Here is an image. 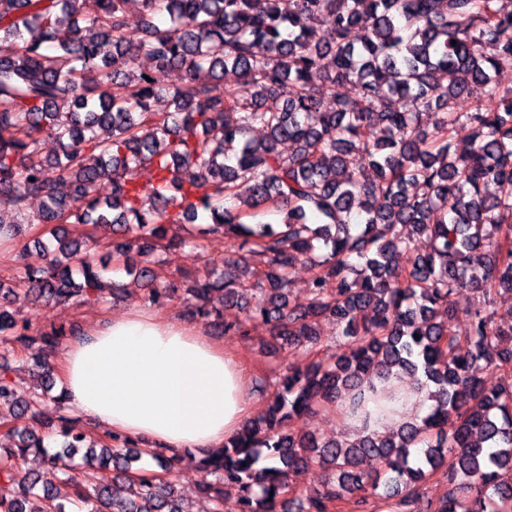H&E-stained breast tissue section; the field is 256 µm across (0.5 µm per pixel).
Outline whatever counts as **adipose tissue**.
Returning <instances> with one entry per match:
<instances>
[{
    "label": "adipose tissue",
    "instance_id": "1",
    "mask_svg": "<svg viewBox=\"0 0 512 512\" xmlns=\"http://www.w3.org/2000/svg\"><path fill=\"white\" fill-rule=\"evenodd\" d=\"M67 404L96 430L200 459L256 412L245 369L195 322L131 308L87 325L54 366Z\"/></svg>",
    "mask_w": 512,
    "mask_h": 512
}]
</instances>
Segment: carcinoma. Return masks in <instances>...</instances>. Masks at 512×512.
<instances>
[{
  "label": "carcinoma",
  "mask_w": 512,
  "mask_h": 512,
  "mask_svg": "<svg viewBox=\"0 0 512 512\" xmlns=\"http://www.w3.org/2000/svg\"><path fill=\"white\" fill-rule=\"evenodd\" d=\"M139 2L132 34L128 0H0V212L13 215L0 236L55 225L45 265L19 282L46 304L91 302L115 258L148 302L177 297L185 318L213 314L227 335L261 318L308 357L286 368L262 414L199 461L211 512H223L226 485L240 512H330L347 496L364 512L379 495L387 512H408L443 466L447 490L427 512H512V387L484 380L512 368V324L492 311L512 293V40L502 39L512 0ZM323 25L334 42L313 41ZM171 69L181 85L164 83ZM475 86L485 102L456 111ZM162 98L173 110L153 108ZM256 128L264 138L251 137ZM47 138L61 154L42 156ZM142 167L154 173L149 196L134 178ZM184 168L195 176L183 180ZM67 224L109 229L112 253L96 256ZM185 224L263 257L255 294L235 286L231 259L181 289L159 286L151 256ZM417 234L429 251H416ZM299 263L315 274L309 301L292 305ZM468 290L479 304L459 336L455 296ZM12 292L0 282V339L49 377L51 354L77 329L28 334L29 320L3 304ZM228 304L245 319L224 322ZM324 318L339 326L332 361L315 350ZM7 371L0 363V422L14 446L0 448V512H186L166 477L178 457L125 436L87 439L65 393L51 395L49 382L25 391ZM401 374L435 400L421 420L351 443H320L298 426L319 401L368 421L367 402L391 398L387 381ZM45 428L61 437L54 449ZM31 455L71 494L40 484L25 468ZM145 456L155 469L137 466ZM365 458L380 469H360ZM310 465L325 477L301 497L287 478Z\"/></svg>",
  "instance_id": "1"
}]
</instances>
